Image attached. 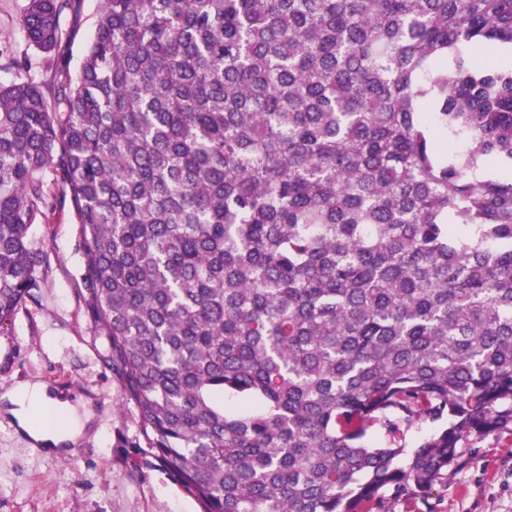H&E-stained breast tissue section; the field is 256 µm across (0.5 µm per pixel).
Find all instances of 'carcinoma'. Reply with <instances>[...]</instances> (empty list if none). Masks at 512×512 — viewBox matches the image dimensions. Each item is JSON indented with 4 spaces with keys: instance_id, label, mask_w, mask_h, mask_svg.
<instances>
[{
    "instance_id": "cac0c4a2",
    "label": "carcinoma",
    "mask_w": 512,
    "mask_h": 512,
    "mask_svg": "<svg viewBox=\"0 0 512 512\" xmlns=\"http://www.w3.org/2000/svg\"><path fill=\"white\" fill-rule=\"evenodd\" d=\"M48 168L142 463L201 512L424 498L512 433V0H105L53 99L0 83V325Z\"/></svg>"
}]
</instances>
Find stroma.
<instances>
[{"label": "stroma", "mask_w": 512, "mask_h": 512, "mask_svg": "<svg viewBox=\"0 0 512 512\" xmlns=\"http://www.w3.org/2000/svg\"><path fill=\"white\" fill-rule=\"evenodd\" d=\"M28 0H0V82L27 75L51 93L58 57L77 77L93 39L103 0H78L59 19V55L29 46L19 21ZM29 61L26 73L15 66ZM46 203L29 238L42 253L39 288L0 324V395L25 383L45 384L75 410L90 406L91 430L59 454L45 453L0 410V512H200L195 499L161 469L138 462L148 445L117 377L103 362L104 342L86 312L81 235L68 189L43 173ZM371 512H512V434L465 449L448 481L426 498L388 500Z\"/></svg>", "instance_id": "35a3bbf8"}]
</instances>
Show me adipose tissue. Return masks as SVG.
Returning a JSON list of instances; mask_svg holds the SVG:
<instances>
[{"mask_svg": "<svg viewBox=\"0 0 512 512\" xmlns=\"http://www.w3.org/2000/svg\"><path fill=\"white\" fill-rule=\"evenodd\" d=\"M11 413L35 441L52 447L76 442L84 433V422L68 420V405L49 398L44 385L24 384L10 390Z\"/></svg>", "mask_w": 512, "mask_h": 512, "instance_id": "obj_1", "label": "adipose tissue"}]
</instances>
